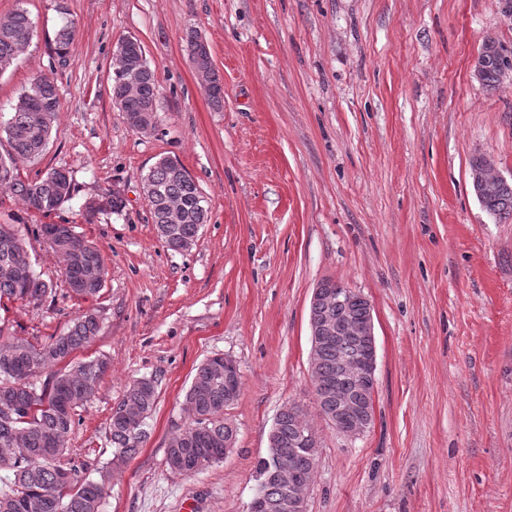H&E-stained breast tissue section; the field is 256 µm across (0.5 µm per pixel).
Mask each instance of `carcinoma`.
Here are the masks:
<instances>
[{
	"instance_id": "carcinoma-1",
	"label": "carcinoma",
	"mask_w": 512,
	"mask_h": 512,
	"mask_svg": "<svg viewBox=\"0 0 512 512\" xmlns=\"http://www.w3.org/2000/svg\"><path fill=\"white\" fill-rule=\"evenodd\" d=\"M33 23L26 9L18 7L0 17V72L10 68L29 45ZM77 37L73 20L64 21L56 33L55 50L65 56ZM186 52L198 84L212 105L224 103V86L195 30L185 39ZM481 47L486 55L483 86L495 91L500 70L512 57L499 39L487 35ZM158 86L141 42L133 37L120 41L115 51L112 101L128 125L147 131L156 123ZM60 96L54 79L35 78L18 97L14 112L4 124L10 151L0 155V192L20 196L28 209L49 215L72 198L73 177L64 168H52L34 180H23L17 168L20 160H35L45 151L53 122L59 112ZM142 188L153 224L168 249L190 250L208 220L206 200L198 184L179 163L163 157L143 177ZM496 221L512 219V182L480 200ZM125 208L123 196L112 191L85 206L88 216L103 212L118 214ZM40 239L57 253L70 298L87 301L100 296L106 270L99 249L73 224H36L20 230L15 224H0V309L21 302L41 306L55 299L56 288L32 264L27 238ZM347 299V306L332 307L334 317L343 314L354 320L370 317L359 294L332 279L320 282ZM100 331L96 312L88 310L73 319L68 330L33 343L19 336H6L0 327V471L11 473L0 487V512H102L103 481L86 475L87 465L65 458L70 435L76 427L77 409L90 401L109 369L103 356L79 358ZM366 355L357 338L318 346L311 367L316 404L324 416L336 414V398L328 384L341 375L340 361L353 363ZM185 399L194 417L168 443L166 466L187 475L193 466L207 468L224 460V445L232 444L236 429L224 418V357L216 355L196 368ZM130 403L142 415L137 421L126 416L122 406ZM156 403V385L150 379L133 383L113 408L108 431L113 460L123 462L135 455L145 437L144 419ZM313 431L303 409L285 404L271 430L267 456L256 466L258 491L266 504L261 512H286L285 492L269 478L268 468L277 457H286L305 473L315 462L318 448L303 444Z\"/></svg>"
}]
</instances>
